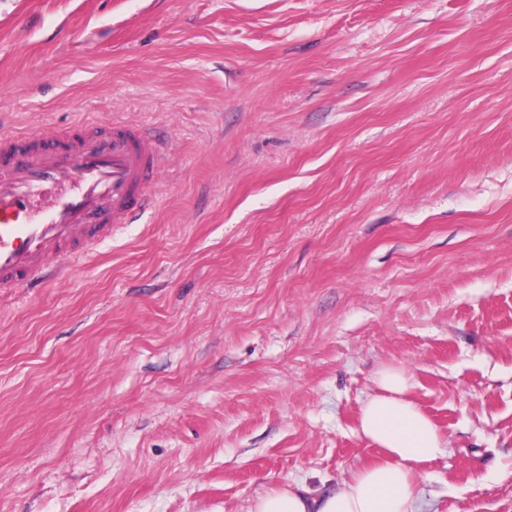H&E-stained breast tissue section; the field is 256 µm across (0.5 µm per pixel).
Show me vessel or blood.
<instances>
[{
  "label": "vessel or blood",
  "mask_w": 512,
  "mask_h": 512,
  "mask_svg": "<svg viewBox=\"0 0 512 512\" xmlns=\"http://www.w3.org/2000/svg\"><path fill=\"white\" fill-rule=\"evenodd\" d=\"M161 155L143 127L122 122L0 134V289L66 271L152 208Z\"/></svg>",
  "instance_id": "vessel-or-blood-1"
}]
</instances>
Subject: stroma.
<instances>
[{"mask_svg":"<svg viewBox=\"0 0 512 512\" xmlns=\"http://www.w3.org/2000/svg\"><path fill=\"white\" fill-rule=\"evenodd\" d=\"M112 120L157 205L0 291V512L337 481L385 365L420 512H512V0H0V133Z\"/></svg>","mask_w":512,"mask_h":512,"instance_id":"obj_1","label":"stroma"}]
</instances>
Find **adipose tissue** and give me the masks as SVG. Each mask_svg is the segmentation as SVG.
Instances as JSON below:
<instances>
[{
    "label": "adipose tissue",
    "instance_id": "obj_1",
    "mask_svg": "<svg viewBox=\"0 0 512 512\" xmlns=\"http://www.w3.org/2000/svg\"><path fill=\"white\" fill-rule=\"evenodd\" d=\"M361 405L358 430L381 451L379 459L335 483H294L255 497L246 512H417L418 468L446 446L431 419L408 397L410 376L388 365Z\"/></svg>",
    "mask_w": 512,
    "mask_h": 512
}]
</instances>
